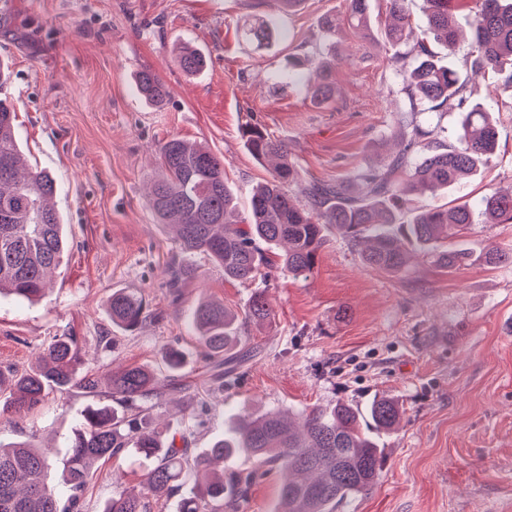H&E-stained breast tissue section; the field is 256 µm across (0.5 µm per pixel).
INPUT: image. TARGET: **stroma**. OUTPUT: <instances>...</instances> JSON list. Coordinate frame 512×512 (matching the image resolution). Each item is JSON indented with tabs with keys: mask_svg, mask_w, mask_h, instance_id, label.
I'll return each instance as SVG.
<instances>
[{
	"mask_svg": "<svg viewBox=\"0 0 512 512\" xmlns=\"http://www.w3.org/2000/svg\"><path fill=\"white\" fill-rule=\"evenodd\" d=\"M254 2L0 0V62L11 70L16 138L26 166L55 178L54 206L68 236L45 299L0 297V369L27 370L51 337H78L99 381L133 365L174 378V398L157 413L168 437H184L197 453L240 414L341 400L363 407L388 396L403 416L382 439L378 481L336 512H512V264L481 260L490 248L512 246V224L479 222L452 238L474 257L459 269L415 257L406 271L386 274L330 227L308 277L277 269L228 282L198 253L196 277L168 288L177 249L144 193L158 172L159 142L180 137L222 156L242 219L253 187L269 175L247 151L244 125L286 140L302 182L333 181L386 164L380 145L407 103L380 34L386 0H370L367 40L345 25L333 36L321 28L322 16H343L345 0H303L293 12ZM255 15L286 30L288 41L259 51L243 43L237 27ZM184 42L207 55L204 71L189 75L177 65L174 48ZM299 51L335 58L334 102H313L312 69L288 80L287 58ZM143 69L164 84L163 108L138 95L134 78ZM470 101L497 122L495 153L447 193L413 195L410 209L472 203L512 187V84L486 73ZM120 288L141 296L152 314L132 332L113 327L108 311ZM258 291L271 318L240 328L259 352L215 385L193 328L197 302L206 296L241 313ZM166 348L183 358L177 374L162 360ZM87 403L78 389L51 391L38 408L0 417V443L65 446ZM186 409L201 418L187 435ZM146 466L134 455L119 466L100 462L82 512H101L116 468L132 487Z\"/></svg>",
	"mask_w": 512,
	"mask_h": 512,
	"instance_id": "35a3bbf8",
	"label": "stroma"
}]
</instances>
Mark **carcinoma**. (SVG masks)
Returning <instances> with one entry per match:
<instances>
[{
  "label": "carcinoma",
  "mask_w": 512,
  "mask_h": 512,
  "mask_svg": "<svg viewBox=\"0 0 512 512\" xmlns=\"http://www.w3.org/2000/svg\"><path fill=\"white\" fill-rule=\"evenodd\" d=\"M384 37L397 48L392 66L402 77L409 108L394 115L396 139L389 163L370 167L334 182H311L302 205L287 186L299 180L288 160V142L248 125L243 137L248 152L269 163L270 178L256 186L244 224H232L229 210L234 193L224 180V159L208 147L172 137L158 147V174L149 188L150 206L159 223L175 228V243L185 256L204 253L224 271L228 281L252 280L274 268L266 252L280 246L281 268L295 277L312 273L328 225L336 226L352 242L368 243L363 260L372 268L397 274L408 265L409 244L433 255L444 268L467 264L469 254L448 247L456 236L481 215L493 224L512 223V193L485 194L476 206L428 208L413 211L398 222L397 206L416 192L446 190L476 174L493 154L497 141L488 111L476 104L465 113L458 139L441 138V121L471 95L467 82L450 67L438 65L433 46L453 53L460 41L451 0H425L426 25L422 37L408 45L412 32L407 0H386ZM475 15L473 50L464 66L474 73L501 72L512 62V0H457ZM347 21L363 39L372 36L369 0H346ZM241 38L258 48L288 40L261 17L246 20ZM406 51L401 52L399 48ZM179 66L194 74L206 65L199 50L184 44L175 51ZM308 62L320 71L312 99L326 104L335 96L333 67L319 59ZM137 92L149 104L164 106L167 91L158 77L143 70ZM12 103L0 97V296L29 301L45 295L49 272L65 253L63 220L55 210V179L45 171L22 170L14 135ZM487 265L512 264V249H490ZM196 270L177 262L170 284L177 287ZM112 324L129 331L148 316L146 304L134 294L118 289L108 303ZM272 309L262 293L251 296L245 319L263 324ZM237 315L217 301H202L194 310L193 325L215 362L216 380L221 368L231 371L249 361L255 349L240 346ZM85 365L78 339L57 336L41 351L29 370L5 379L9 396L0 401V417L37 407L52 390L77 388L91 396L100 394L109 404H96L84 412L82 426L68 444L59 481L50 484L49 451L29 442L0 446V512H80L81 497L102 460H120L128 451L153 461L137 487L122 489L102 512H152L159 501L180 496L177 512H240L251 486L271 468L287 478L280 486L279 512H336L345 500L364 494L376 484L381 463L380 436L393 430L402 416L397 401L377 397L367 412L348 402L285 416L269 411L256 418L234 419L232 432L217 439L206 453L192 454L175 442L161 443L153 410L166 396L154 373L128 366L112 373L108 390L78 370ZM243 455L253 466L238 472L209 476L216 461ZM68 495L62 496V490ZM67 499L68 505L61 504Z\"/></svg>",
  "instance_id": "carcinoma-1"
}]
</instances>
